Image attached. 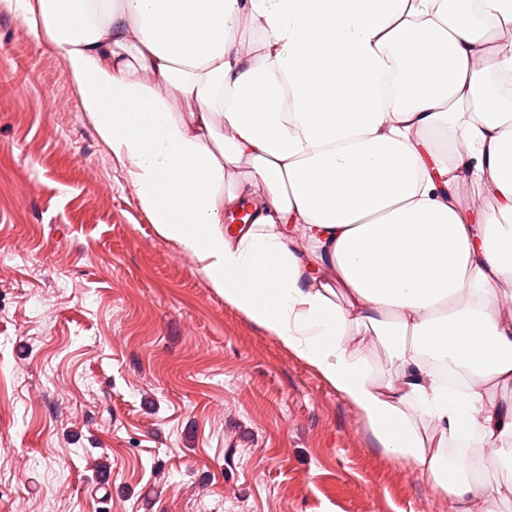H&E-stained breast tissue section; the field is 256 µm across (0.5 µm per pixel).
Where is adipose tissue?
Here are the masks:
<instances>
[{"instance_id":"1","label":"adipose tissue","mask_w":512,"mask_h":512,"mask_svg":"<svg viewBox=\"0 0 512 512\" xmlns=\"http://www.w3.org/2000/svg\"><path fill=\"white\" fill-rule=\"evenodd\" d=\"M0 2L59 51L143 210L227 303L450 512L512 496L496 473L512 466V93L497 81L512 41L492 40L512 0ZM464 181L496 209L462 205ZM245 204L254 223H222ZM355 327L395 359L387 381ZM470 437L483 453L449 464V440Z\"/></svg>"}]
</instances>
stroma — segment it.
<instances>
[{
  "instance_id": "1",
  "label": "stroma",
  "mask_w": 512,
  "mask_h": 512,
  "mask_svg": "<svg viewBox=\"0 0 512 512\" xmlns=\"http://www.w3.org/2000/svg\"><path fill=\"white\" fill-rule=\"evenodd\" d=\"M0 512H449L157 232L1 8Z\"/></svg>"
}]
</instances>
